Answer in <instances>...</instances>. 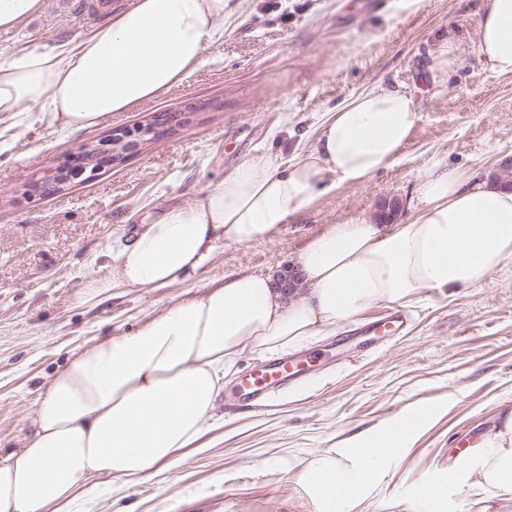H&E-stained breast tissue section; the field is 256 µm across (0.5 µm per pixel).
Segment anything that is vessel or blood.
<instances>
[{
	"label": "vessel or blood",
	"mask_w": 512,
	"mask_h": 512,
	"mask_svg": "<svg viewBox=\"0 0 512 512\" xmlns=\"http://www.w3.org/2000/svg\"><path fill=\"white\" fill-rule=\"evenodd\" d=\"M311 367V359L305 356L269 361L236 387L234 400L240 405L262 404L273 392L303 382Z\"/></svg>",
	"instance_id": "vessel-or-blood-1"
}]
</instances>
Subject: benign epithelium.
<instances>
[{"instance_id":"7a95c632","label":"benign epithelium","mask_w":512,"mask_h":512,"mask_svg":"<svg viewBox=\"0 0 512 512\" xmlns=\"http://www.w3.org/2000/svg\"><path fill=\"white\" fill-rule=\"evenodd\" d=\"M188 122V117L174 115L168 119L152 118L134 128H115L97 142H86L70 151L64 160L50 169L39 180L28 183L25 194H49L62 192L70 183V178L85 176V180L95 179L108 167H118L128 162L146 146L176 135L178 128ZM401 203L396 198H384L378 205L379 219L388 222L400 210ZM278 287L292 291L301 284L297 269L285 267L276 273Z\"/></svg>"}]
</instances>
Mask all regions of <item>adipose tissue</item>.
Here are the masks:
<instances>
[{
    "mask_svg": "<svg viewBox=\"0 0 512 512\" xmlns=\"http://www.w3.org/2000/svg\"><path fill=\"white\" fill-rule=\"evenodd\" d=\"M225 3L131 0L73 49L0 54V113L45 112L59 130L78 132L153 99L199 68L223 37ZM477 51L491 72L512 74V0H486ZM418 118L412 92L400 86L344 101L296 160L246 157L197 198L148 213L93 293L167 288L225 245L270 239L332 184L360 185L394 164ZM418 196L405 223L355 217L308 242L297 257L303 290L287 294L272 276L237 274L133 333L84 348L51 379L22 447L0 458V512H72L102 486H131L179 462L215 427L224 378L246 350L285 352L424 291L477 287L512 262V192L434 164ZM422 420L413 414L354 440L355 472L325 456L299 478L325 512H336ZM452 479L481 493L480 512H512V416L483 434Z\"/></svg>",
    "mask_w": 512,
    "mask_h": 512,
    "instance_id": "1",
    "label": "adipose tissue"
}]
</instances>
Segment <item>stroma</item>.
I'll list each match as a JSON object with an SVG mask.
<instances>
[{
  "label": "stroma",
  "instance_id": "obj_1",
  "mask_svg": "<svg viewBox=\"0 0 512 512\" xmlns=\"http://www.w3.org/2000/svg\"><path fill=\"white\" fill-rule=\"evenodd\" d=\"M130 0H45L42 12L0 30V52L76 47ZM484 0H228L224 39L181 83L76 133L46 116L0 113V454L19 449L54 373L93 338L135 331L150 315L231 275L295 263L333 224L375 218L382 198L406 220L432 164L483 178L512 160V74L486 69L476 43ZM448 68L432 69L442 43ZM413 90L420 119L400 160L356 186L321 193L271 239L229 246L187 282L116 288L91 299L112 251L151 210L189 199L249 154L292 160L312 147L329 112L378 85ZM189 123L95 180L49 197L25 183L67 151L153 116ZM400 334L358 350L318 336L306 382L254 407L221 403L218 426L154 479L102 489L92 512H323L300 471L322 455L358 469L356 436L428 410L406 448L385 458L351 512H424L413 490L447 480L466 440L512 410V262L475 288L425 291L403 307Z\"/></svg>",
  "mask_w": 512,
  "mask_h": 512
}]
</instances>
